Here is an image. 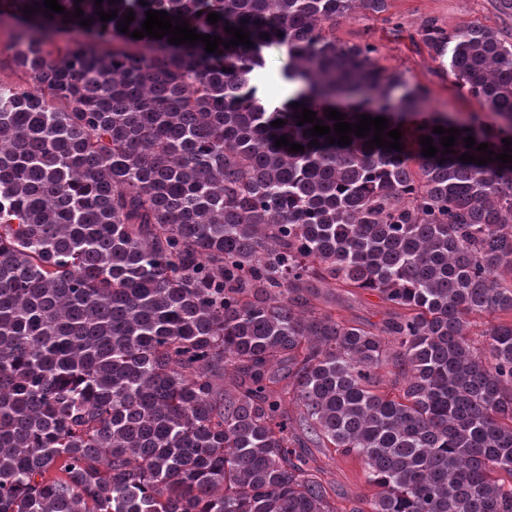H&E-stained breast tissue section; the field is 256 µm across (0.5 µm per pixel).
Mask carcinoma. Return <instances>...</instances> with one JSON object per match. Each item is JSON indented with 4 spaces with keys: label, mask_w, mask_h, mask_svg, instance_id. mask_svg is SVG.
I'll use <instances>...</instances> for the list:
<instances>
[{
    "label": "carcinoma",
    "mask_w": 512,
    "mask_h": 512,
    "mask_svg": "<svg viewBox=\"0 0 512 512\" xmlns=\"http://www.w3.org/2000/svg\"><path fill=\"white\" fill-rule=\"evenodd\" d=\"M146 2L0 0L31 78L0 83V512H512V163L458 160L512 139V33L419 25L461 118L336 40L389 0ZM147 10L252 46L134 39ZM304 107L384 116L402 151ZM361 292L380 323L342 314ZM312 447L376 492L338 496Z\"/></svg>",
    "instance_id": "carcinoma-1"
}]
</instances>
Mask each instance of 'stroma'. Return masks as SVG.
<instances>
[{
    "label": "stroma",
    "mask_w": 512,
    "mask_h": 512,
    "mask_svg": "<svg viewBox=\"0 0 512 512\" xmlns=\"http://www.w3.org/2000/svg\"><path fill=\"white\" fill-rule=\"evenodd\" d=\"M389 12L397 17V24L362 18L341 21L336 26L337 40L350 45L376 43L382 64L404 71L411 81L431 89V110L456 112L463 117L479 111V104L467 90L454 84L447 66L432 60L416 31L424 19L431 17L447 28L481 23L511 30L512 20L498 14L494 0H390ZM312 457L345 496L360 498L369 494L357 458L340 453L328 458L317 448L313 449Z\"/></svg>",
    "instance_id": "obj_1"
}]
</instances>
